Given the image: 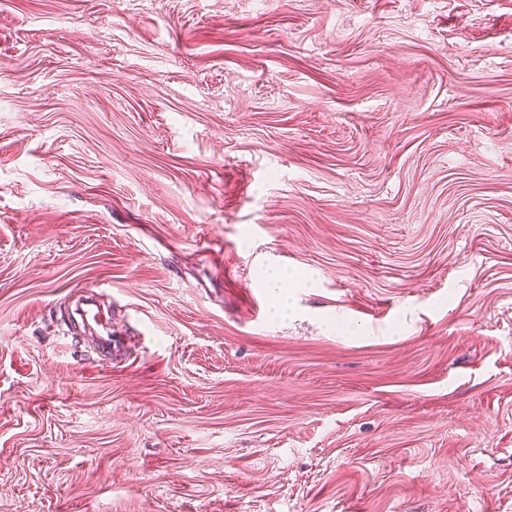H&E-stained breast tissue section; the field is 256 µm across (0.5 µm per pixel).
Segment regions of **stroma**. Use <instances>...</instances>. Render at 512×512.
Returning a JSON list of instances; mask_svg holds the SVG:
<instances>
[{
    "mask_svg": "<svg viewBox=\"0 0 512 512\" xmlns=\"http://www.w3.org/2000/svg\"><path fill=\"white\" fill-rule=\"evenodd\" d=\"M0 512H512V0H0ZM69 323L72 329H77L75 332L86 333L90 331L94 336L96 350L104 356H111L112 352H118L122 346L120 339L112 336V330L101 323L93 294L87 295L75 305L71 311ZM92 324H95L98 329L94 330Z\"/></svg>",
    "mask_w": 512,
    "mask_h": 512,
    "instance_id": "obj_1",
    "label": "stroma"
}]
</instances>
